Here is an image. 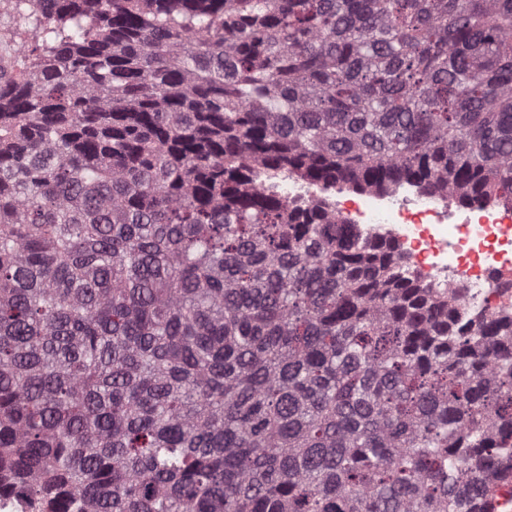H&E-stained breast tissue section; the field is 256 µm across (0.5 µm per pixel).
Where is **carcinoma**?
<instances>
[{
    "label": "carcinoma",
    "instance_id": "obj_1",
    "mask_svg": "<svg viewBox=\"0 0 512 512\" xmlns=\"http://www.w3.org/2000/svg\"><path fill=\"white\" fill-rule=\"evenodd\" d=\"M0 498L473 512L512 318L288 181L512 208V0H13Z\"/></svg>",
    "mask_w": 512,
    "mask_h": 512
}]
</instances>
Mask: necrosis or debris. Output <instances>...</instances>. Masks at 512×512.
Returning a JSON list of instances; mask_svg holds the SVG:
<instances>
[{
  "mask_svg": "<svg viewBox=\"0 0 512 512\" xmlns=\"http://www.w3.org/2000/svg\"><path fill=\"white\" fill-rule=\"evenodd\" d=\"M350 220L397 240L430 278L456 280L471 308L512 306V212H455L424 194H372L356 203Z\"/></svg>",
  "mask_w": 512,
  "mask_h": 512,
  "instance_id": "4bbe7bcc",
  "label": "necrosis or debris"
}]
</instances>
